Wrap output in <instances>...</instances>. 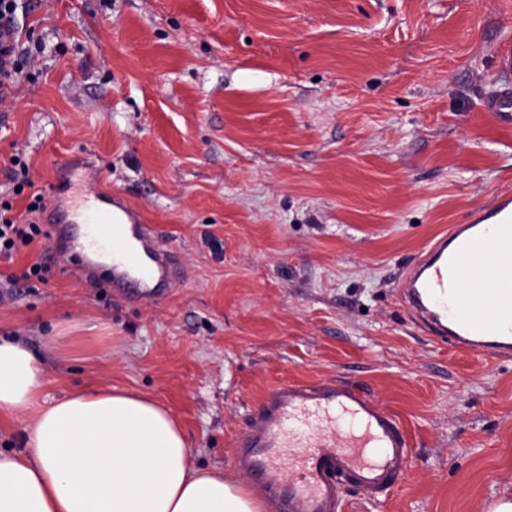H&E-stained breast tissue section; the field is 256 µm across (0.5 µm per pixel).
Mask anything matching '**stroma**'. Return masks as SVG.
I'll list each match as a JSON object with an SVG mask.
<instances>
[{
  "label": "stroma",
  "mask_w": 512,
  "mask_h": 512,
  "mask_svg": "<svg viewBox=\"0 0 512 512\" xmlns=\"http://www.w3.org/2000/svg\"><path fill=\"white\" fill-rule=\"evenodd\" d=\"M23 76L0 98V202L20 223L70 156L143 212L183 277L161 303L113 297L44 238L0 260V336L49 397L141 393L195 463L232 452L273 385L332 378L397 414L407 479L344 512H487L512 494V358L448 348L397 283L435 235L512 192V130L482 98L512 0H24ZM32 184L15 191L10 160ZM44 280L26 278L34 262ZM62 348L50 347L53 328Z\"/></svg>",
  "instance_id": "35a3bbf8"
}]
</instances>
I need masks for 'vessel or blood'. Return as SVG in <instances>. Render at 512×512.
Masks as SVG:
<instances>
[{
  "label": "vessel or blood",
  "mask_w": 512,
  "mask_h": 512,
  "mask_svg": "<svg viewBox=\"0 0 512 512\" xmlns=\"http://www.w3.org/2000/svg\"><path fill=\"white\" fill-rule=\"evenodd\" d=\"M512 126V51L497 55L484 99ZM58 238L80 239L83 261L110 260L109 282L129 300H164L182 276L179 257L118 194L88 191L81 203L52 197ZM398 299L412 322L452 350L512 357V194L499 192L467 223L449 225L406 268ZM412 448L399 417L367 389L284 381L252 408L234 451L253 494L277 512H342L343 489L377 500L408 476Z\"/></svg>",
  "instance_id": "1"
}]
</instances>
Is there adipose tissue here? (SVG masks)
Wrapping results in <instances>:
<instances>
[{
  "label": "adipose tissue",
  "mask_w": 512,
  "mask_h": 512,
  "mask_svg": "<svg viewBox=\"0 0 512 512\" xmlns=\"http://www.w3.org/2000/svg\"><path fill=\"white\" fill-rule=\"evenodd\" d=\"M46 384L40 360L0 340V411L29 419L26 449L0 452V512H263L193 463L161 405L109 388L50 399Z\"/></svg>",
  "instance_id": "adipose-tissue-1"
}]
</instances>
